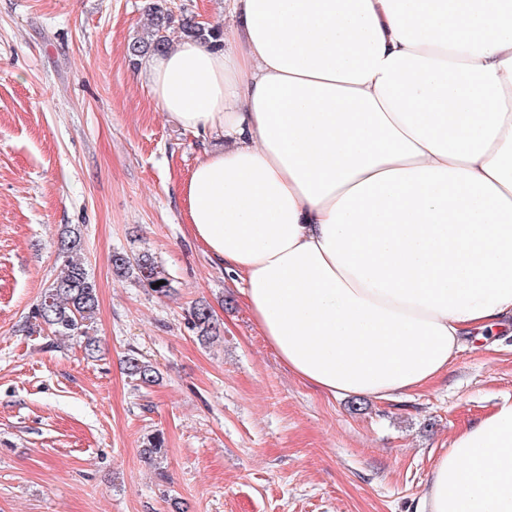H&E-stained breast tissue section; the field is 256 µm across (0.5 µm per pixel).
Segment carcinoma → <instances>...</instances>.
Here are the masks:
<instances>
[{
	"label": "carcinoma",
	"instance_id": "carcinoma-1",
	"mask_svg": "<svg viewBox=\"0 0 512 512\" xmlns=\"http://www.w3.org/2000/svg\"><path fill=\"white\" fill-rule=\"evenodd\" d=\"M148 11L150 25L128 45V53L132 58L161 52L169 45L167 30L173 21V14L166 0H153ZM180 30L183 36L205 43L216 42L222 36L219 27L201 23L187 14L180 19ZM81 251L80 233L65 230L57 254V261L60 262L59 274L33 304L29 315L30 325L26 329L33 331L43 326L54 336L77 338L86 357L95 358L100 352V340L91 335L90 330L93 328L98 307L97 288L85 268ZM111 264L117 276L134 278L139 285L159 298L168 297L173 291L169 272L147 250L131 256L114 252ZM161 280L165 284L156 285ZM190 323L198 337L204 341L219 333L213 313L205 303H198L193 307ZM123 363L126 374L139 385L150 387L159 381L158 369L138 354L133 352L125 356Z\"/></svg>",
	"mask_w": 512,
	"mask_h": 512
}]
</instances>
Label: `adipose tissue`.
<instances>
[{"label": "adipose tissue", "instance_id": "adipose-tissue-1", "mask_svg": "<svg viewBox=\"0 0 512 512\" xmlns=\"http://www.w3.org/2000/svg\"><path fill=\"white\" fill-rule=\"evenodd\" d=\"M223 45L150 57L202 141L190 233L301 380L393 399L512 325V0H227ZM418 512H512V397Z\"/></svg>", "mask_w": 512, "mask_h": 512}]
</instances>
